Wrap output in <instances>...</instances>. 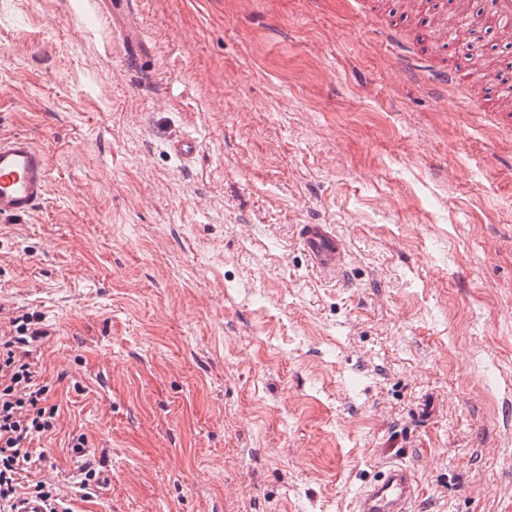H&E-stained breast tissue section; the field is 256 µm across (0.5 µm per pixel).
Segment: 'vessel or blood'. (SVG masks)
I'll list each match as a JSON object with an SVG mask.
<instances>
[{"label": "vessel or blood", "mask_w": 512, "mask_h": 512, "mask_svg": "<svg viewBox=\"0 0 512 512\" xmlns=\"http://www.w3.org/2000/svg\"><path fill=\"white\" fill-rule=\"evenodd\" d=\"M474 13L456 29H448L444 19H437L435 30L440 42L470 40L477 26H488L502 35L512 31V0H473ZM380 42L391 49L398 66L413 76H423L427 84L445 97L462 91L460 73L448 67L429 64L416 46L407 42L396 23L377 26ZM49 160L31 138L15 134L0 138V219L10 220L31 215L45 198ZM298 239L311 266L320 274L338 278L348 265L345 240L327 224H303ZM418 495L414 469L401 462L387 463L381 474L363 485L353 500V512H413Z\"/></svg>", "instance_id": "b4317fda"}]
</instances>
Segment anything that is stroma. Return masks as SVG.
Wrapping results in <instances>:
<instances>
[{"label":"stroma","mask_w":512,"mask_h":512,"mask_svg":"<svg viewBox=\"0 0 512 512\" xmlns=\"http://www.w3.org/2000/svg\"><path fill=\"white\" fill-rule=\"evenodd\" d=\"M0 0V133L49 159L0 221V323L37 312L44 479L91 512H512V128L396 68L351 0ZM197 140L189 159L172 145ZM302 224L349 248L316 275ZM381 474L363 485L353 500V512H414L418 482L414 469L388 462Z\"/></svg>","instance_id":"1"}]
</instances>
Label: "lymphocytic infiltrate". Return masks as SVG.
I'll return each instance as SVG.
<instances>
[{"label":"lymphocytic infiltrate","mask_w":512,"mask_h":512,"mask_svg":"<svg viewBox=\"0 0 512 512\" xmlns=\"http://www.w3.org/2000/svg\"><path fill=\"white\" fill-rule=\"evenodd\" d=\"M48 335L41 316L34 313L0 325V512H23L30 502L45 512H75L74 501H97L104 488L99 471L88 464L74 484L73 498L60 483L37 477L48 456L31 449L30 443L53 432L58 408L50 404V388L29 355Z\"/></svg>","instance_id":"1"}]
</instances>
